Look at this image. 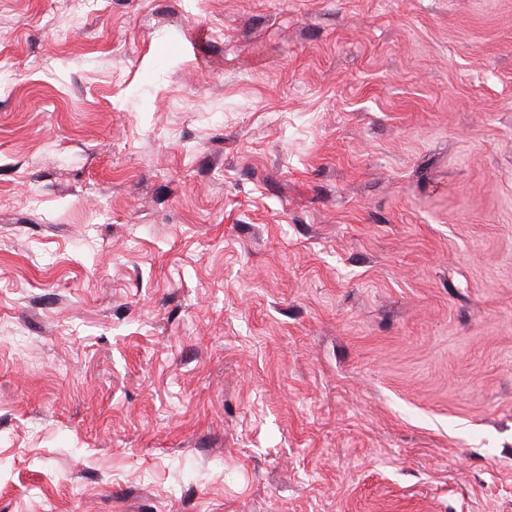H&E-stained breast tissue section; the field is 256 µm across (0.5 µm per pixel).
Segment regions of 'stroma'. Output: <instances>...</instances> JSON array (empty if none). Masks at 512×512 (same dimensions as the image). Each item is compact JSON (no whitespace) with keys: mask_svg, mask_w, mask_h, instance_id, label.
Returning a JSON list of instances; mask_svg holds the SVG:
<instances>
[{"mask_svg":"<svg viewBox=\"0 0 512 512\" xmlns=\"http://www.w3.org/2000/svg\"><path fill=\"white\" fill-rule=\"evenodd\" d=\"M0 0V512H512V0Z\"/></svg>","mask_w":512,"mask_h":512,"instance_id":"35a3bbf8","label":"stroma"}]
</instances>
